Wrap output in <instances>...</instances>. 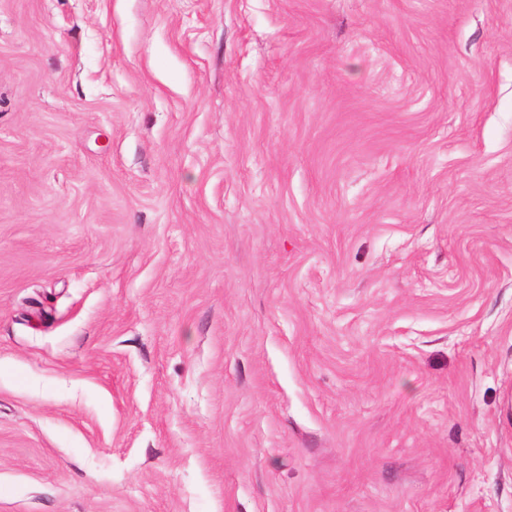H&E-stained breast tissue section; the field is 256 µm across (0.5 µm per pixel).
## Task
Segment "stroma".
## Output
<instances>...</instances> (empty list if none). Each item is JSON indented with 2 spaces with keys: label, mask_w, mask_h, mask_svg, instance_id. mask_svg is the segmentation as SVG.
Segmentation results:
<instances>
[{
  "label": "stroma",
  "mask_w": 512,
  "mask_h": 512,
  "mask_svg": "<svg viewBox=\"0 0 512 512\" xmlns=\"http://www.w3.org/2000/svg\"><path fill=\"white\" fill-rule=\"evenodd\" d=\"M0 512H512V0H0Z\"/></svg>",
  "instance_id": "obj_1"
}]
</instances>
